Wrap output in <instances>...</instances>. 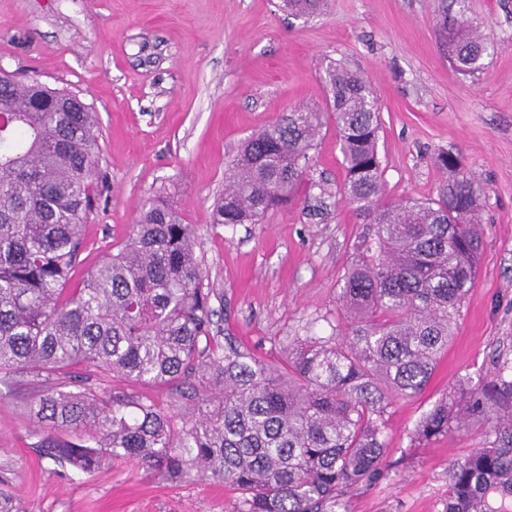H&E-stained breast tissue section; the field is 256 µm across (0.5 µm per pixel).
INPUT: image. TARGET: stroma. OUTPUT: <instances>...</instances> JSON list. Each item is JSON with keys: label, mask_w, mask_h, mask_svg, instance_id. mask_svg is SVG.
I'll return each instance as SVG.
<instances>
[{"label": "stroma", "mask_w": 512, "mask_h": 512, "mask_svg": "<svg viewBox=\"0 0 512 512\" xmlns=\"http://www.w3.org/2000/svg\"><path fill=\"white\" fill-rule=\"evenodd\" d=\"M465 12L495 47L483 68L458 73L437 22ZM360 69L380 108L378 152L388 200L436 197L457 155L480 190L484 245L455 336L422 393L387 413L383 476L346 495L348 512H446L448 467L480 447L483 425L417 442L432 405L467 377L512 355V0H324L304 19L281 0H0V70L78 94L100 119L101 196L85 225L81 279L125 240L144 200L167 188L208 274L220 328L257 358L278 362L289 338L329 334L346 270L374 244V228L337 187L343 156L334 125L306 177L334 187L326 210L314 194L256 224L214 223L228 165L242 143L293 107L326 106L330 62ZM51 379L0 374V489L22 512H232L220 480H168L131 460L84 475L44 458L49 436L30 406ZM95 391L150 397L184 414L194 401L173 386L94 374Z\"/></svg>", "instance_id": "stroma-1"}]
</instances>
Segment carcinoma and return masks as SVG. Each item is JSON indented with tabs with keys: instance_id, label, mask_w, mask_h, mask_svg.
<instances>
[{
	"instance_id": "obj_1",
	"label": "carcinoma",
	"mask_w": 512,
	"mask_h": 512,
	"mask_svg": "<svg viewBox=\"0 0 512 512\" xmlns=\"http://www.w3.org/2000/svg\"><path fill=\"white\" fill-rule=\"evenodd\" d=\"M311 17L323 0H284ZM438 30L458 69L481 70L487 43L464 13ZM326 111L294 108L250 136L231 162L215 224H254L291 203L323 125L334 120L345 162L340 193L374 225L375 252L347 267L342 325L295 336L273 364L230 337L218 342L208 275L192 225L164 190L147 198L117 250L69 287L83 225L101 195L99 117L73 109L77 95L38 79L0 74V371L73 384L43 394L31 412L66 434L45 457L92 475L103 458L137 459L170 480L211 475L239 492L233 512H346L349 489L383 472L387 407L427 386L448 348L482 250L479 196L460 160L442 152L454 179L428 202H391L378 154L379 107L360 72L326 71ZM144 385L180 384L190 416L151 398L80 388L75 369ZM495 380L467 378L436 402L413 437L429 440L470 419L484 443L448 469L446 512H512V359Z\"/></svg>"
}]
</instances>
